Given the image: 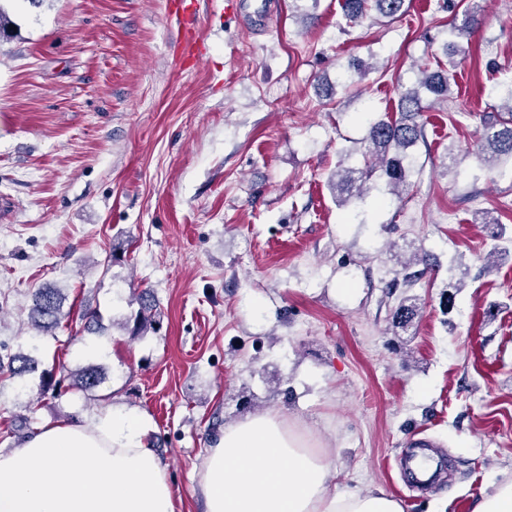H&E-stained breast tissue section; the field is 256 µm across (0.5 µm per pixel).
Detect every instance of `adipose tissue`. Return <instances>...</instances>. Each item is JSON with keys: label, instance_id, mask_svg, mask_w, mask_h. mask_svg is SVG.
<instances>
[{"label": "adipose tissue", "instance_id": "obj_1", "mask_svg": "<svg viewBox=\"0 0 512 512\" xmlns=\"http://www.w3.org/2000/svg\"><path fill=\"white\" fill-rule=\"evenodd\" d=\"M328 449L263 412L225 427L202 464L203 512H404L381 491H337ZM0 512H175L145 420L106 413L0 451Z\"/></svg>", "mask_w": 512, "mask_h": 512}]
</instances>
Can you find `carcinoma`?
<instances>
[{"mask_svg": "<svg viewBox=\"0 0 512 512\" xmlns=\"http://www.w3.org/2000/svg\"><path fill=\"white\" fill-rule=\"evenodd\" d=\"M405 0H343L342 11L346 24L356 26L367 20L395 19L402 15ZM481 10L472 7L461 23L451 22L448 26V39L444 43V54L449 58L443 63L437 55H432L436 70L429 67L419 68L416 83L407 88L399 97L397 115L369 117L367 134L364 139L363 166L346 165L339 161L335 174L334 187L338 205L349 199L364 200L371 193L409 194L416 173L415 160L408 153L423 136V124L419 122L422 112L429 109L433 101H446L455 83L454 57L466 52L464 42L469 40L483 24ZM478 153L488 169L494 171L509 162L512 163V120L485 122L483 136L478 145ZM383 172L386 179L376 178L377 172ZM65 295L60 288L46 286L33 294V304L29 319L34 329L42 336H53L66 317L63 311ZM139 309L133 318L130 334L142 336L154 328L155 307L153 296L147 291L136 297ZM417 315V304L412 297H404L394 313V325L406 327ZM37 370V362L23 354L7 357L0 356V375L9 378L23 376ZM104 382L103 368L88 365L77 372L62 373L58 376L48 374L46 386L57 393H66L77 389L86 396H95L98 387Z\"/></svg>", "mask_w": 512, "mask_h": 512, "instance_id": "obj_1", "label": "carcinoma"}]
</instances>
